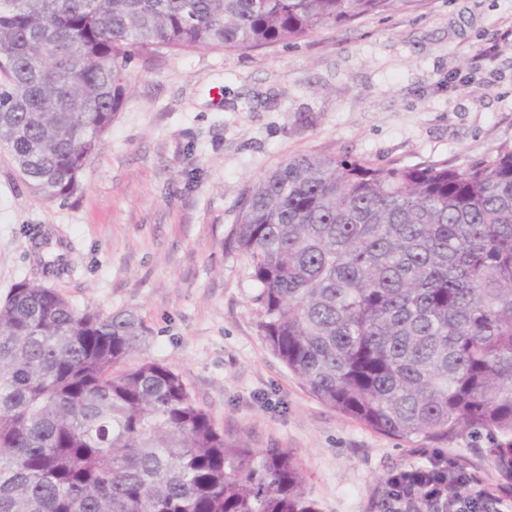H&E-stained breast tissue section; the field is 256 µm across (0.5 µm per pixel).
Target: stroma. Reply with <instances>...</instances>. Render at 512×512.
Wrapping results in <instances>:
<instances>
[{
  "label": "stroma",
  "mask_w": 512,
  "mask_h": 512,
  "mask_svg": "<svg viewBox=\"0 0 512 512\" xmlns=\"http://www.w3.org/2000/svg\"><path fill=\"white\" fill-rule=\"evenodd\" d=\"M124 81L68 198L41 200L0 149V301L26 280L79 309L135 311L139 359L178 373L225 439L288 449L317 512H383L384 478L439 458L501 486L486 440L405 442L317 399L266 345L232 233L252 186L292 156L461 169L512 146V0H399L248 51L140 49ZM47 251L64 274L43 273Z\"/></svg>",
  "instance_id": "1"
}]
</instances>
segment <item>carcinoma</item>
Returning <instances> with one entry per match:
<instances>
[{
    "instance_id": "1",
    "label": "carcinoma",
    "mask_w": 512,
    "mask_h": 512,
    "mask_svg": "<svg viewBox=\"0 0 512 512\" xmlns=\"http://www.w3.org/2000/svg\"><path fill=\"white\" fill-rule=\"evenodd\" d=\"M399 0H0V147L65 199L136 49L303 40ZM262 335L324 404L398 440L487 437L512 480V147L462 170L298 155L245 197ZM132 310L17 284L0 303V512H316L284 448L228 442L179 374L122 365ZM461 468L429 478L440 507Z\"/></svg>"
}]
</instances>
